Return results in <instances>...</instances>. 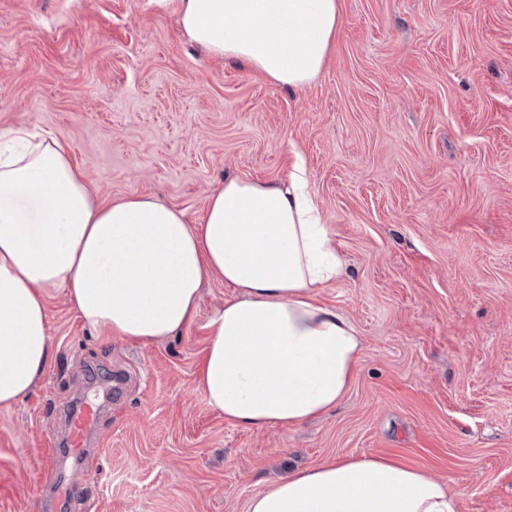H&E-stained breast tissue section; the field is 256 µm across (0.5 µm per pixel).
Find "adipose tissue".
I'll list each match as a JSON object with an SVG mask.
<instances>
[{
    "mask_svg": "<svg viewBox=\"0 0 512 512\" xmlns=\"http://www.w3.org/2000/svg\"><path fill=\"white\" fill-rule=\"evenodd\" d=\"M190 42L273 82L321 72L338 0H176ZM302 164L288 179L225 181L200 223L149 195L95 198L54 135L0 131V405L25 397L52 358L45 297L67 291L82 321L128 342L191 324L203 289L236 288L209 324L198 387L225 421L296 427L352 388L364 351L353 322L320 291L345 275ZM426 471L385 457L288 470L247 512H458Z\"/></svg>",
    "mask_w": 512,
    "mask_h": 512,
    "instance_id": "obj_1",
    "label": "adipose tissue"
}]
</instances>
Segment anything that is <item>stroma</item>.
<instances>
[{
    "mask_svg": "<svg viewBox=\"0 0 512 512\" xmlns=\"http://www.w3.org/2000/svg\"><path fill=\"white\" fill-rule=\"evenodd\" d=\"M320 74L274 83L190 45L175 0H0V129L65 140L98 198L160 197L197 222L224 180L303 159L346 276L320 297L364 352L329 414L245 429L198 387L208 324L147 344L47 297L53 360L0 406V512H246L288 466L400 459L512 512V0H340ZM103 406L48 493L63 407Z\"/></svg>",
    "mask_w": 512,
    "mask_h": 512,
    "instance_id": "35a3bbf8",
    "label": "stroma"
}]
</instances>
